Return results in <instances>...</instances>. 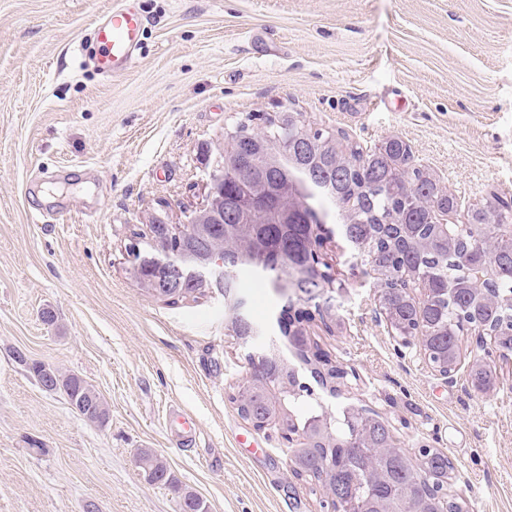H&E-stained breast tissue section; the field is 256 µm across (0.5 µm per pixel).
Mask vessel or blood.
<instances>
[{
	"mask_svg": "<svg viewBox=\"0 0 512 512\" xmlns=\"http://www.w3.org/2000/svg\"><path fill=\"white\" fill-rule=\"evenodd\" d=\"M144 29L145 20L130 0H116L106 18L92 29L100 48L95 58L97 71L113 77L124 74L141 47Z\"/></svg>",
	"mask_w": 512,
	"mask_h": 512,
	"instance_id": "obj_1",
	"label": "vessel or blood"
}]
</instances>
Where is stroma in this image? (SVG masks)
<instances>
[{
  "instance_id": "35a3bbf8",
  "label": "stroma",
  "mask_w": 512,
  "mask_h": 512,
  "mask_svg": "<svg viewBox=\"0 0 512 512\" xmlns=\"http://www.w3.org/2000/svg\"><path fill=\"white\" fill-rule=\"evenodd\" d=\"M112 3L0 0V512H181L143 450L209 512H326L280 427L254 430L231 400L250 345L223 297L149 296L132 253L152 216L187 223L249 113L299 112L366 150L402 138L456 196L449 223L492 194L512 205V0H136L139 60L116 78L91 36ZM324 250L339 321L305 320L309 348L359 379L336 399L308 372L300 384L383 417L409 451L448 454L468 512H512V353L468 334L448 382L391 329L365 256L336 231ZM244 293L251 345L287 347L280 296L253 279ZM18 350L92 384L108 424L41 390ZM483 355L499 371L487 393L468 378ZM173 411L193 418L192 443Z\"/></svg>"
}]
</instances>
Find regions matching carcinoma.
I'll return each mask as SVG.
<instances>
[{"label": "carcinoma", "mask_w": 512, "mask_h": 512, "mask_svg": "<svg viewBox=\"0 0 512 512\" xmlns=\"http://www.w3.org/2000/svg\"><path fill=\"white\" fill-rule=\"evenodd\" d=\"M255 155L252 171H237L234 159ZM268 193L224 224H152L150 232L168 243L181 265L223 254L231 272L214 290L232 298L241 294V275L255 276L287 298L281 332L289 337L298 364L336 397V369L309 354L300 313L293 301L316 303L335 273L315 257L325 239L317 214H334L345 238L366 250L381 285L380 306L398 335L422 336L429 363L444 371L460 370V336L483 326L497 346L512 351V212L495 195L473 206L464 224L442 227L438 217L457 206L426 169L412 164L410 146L392 137L363 150L329 131L305 125L297 112H281L256 127L247 114L224 135V196L240 204ZM294 208L295 222L276 223L282 198ZM139 288L151 296L180 300L208 288L191 279L165 280L146 267L132 270ZM425 284L421 301L409 284ZM241 340L254 329L250 318L230 321ZM468 376L479 391L494 387L497 368L471 365ZM63 393L83 418L101 394L76 375L57 378ZM245 418L271 422L282 418L300 427L320 417L302 396L285 398L280 413L271 394L247 381L232 397ZM332 435L312 432L291 449L298 474L317 480L343 512H464L448 497L454 464L438 450H418V461L397 446L392 429L377 416L336 406L329 416ZM153 474L181 499L182 512H208L198 495L183 489L166 464L144 451Z\"/></svg>", "instance_id": "carcinoma-1"}]
</instances>
